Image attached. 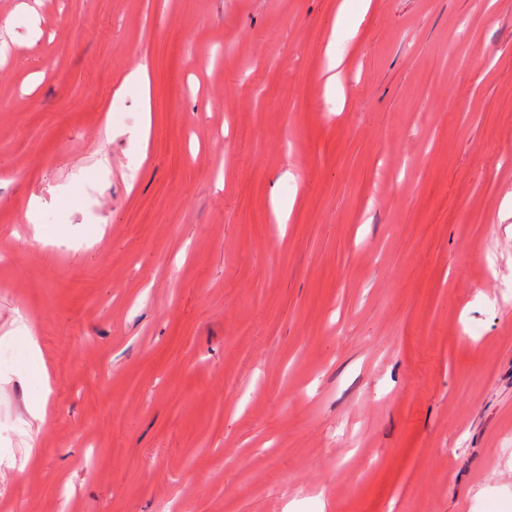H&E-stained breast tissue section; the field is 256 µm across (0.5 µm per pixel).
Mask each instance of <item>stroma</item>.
Segmentation results:
<instances>
[{
    "mask_svg": "<svg viewBox=\"0 0 512 512\" xmlns=\"http://www.w3.org/2000/svg\"><path fill=\"white\" fill-rule=\"evenodd\" d=\"M20 2L0 512H512V0Z\"/></svg>",
    "mask_w": 512,
    "mask_h": 512,
    "instance_id": "1",
    "label": "stroma"
}]
</instances>
